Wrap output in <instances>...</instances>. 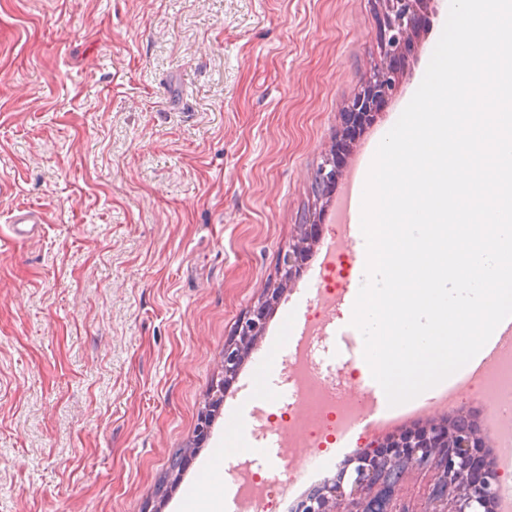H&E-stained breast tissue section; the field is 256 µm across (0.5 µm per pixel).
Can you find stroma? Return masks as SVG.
I'll return each mask as SVG.
<instances>
[{
	"label": "stroma",
	"instance_id": "obj_1",
	"mask_svg": "<svg viewBox=\"0 0 512 512\" xmlns=\"http://www.w3.org/2000/svg\"><path fill=\"white\" fill-rule=\"evenodd\" d=\"M447 6L431 0L374 130L418 84ZM379 32L373 0H0V512H187L184 489L243 405L245 457L277 479L261 419L287 408L291 375L269 349L316 310V260L269 290L299 224L330 208L314 174ZM24 207L45 222L19 241L9 221ZM268 299L266 329L195 445L224 344ZM334 323L315 358L346 384L362 338L346 337V308ZM377 439L335 444L277 512ZM438 479L407 473L399 503L422 512Z\"/></svg>",
	"mask_w": 512,
	"mask_h": 512
}]
</instances>
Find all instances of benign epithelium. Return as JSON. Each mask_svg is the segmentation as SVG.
<instances>
[{"label":"benign epithelium","mask_w":512,"mask_h":512,"mask_svg":"<svg viewBox=\"0 0 512 512\" xmlns=\"http://www.w3.org/2000/svg\"><path fill=\"white\" fill-rule=\"evenodd\" d=\"M381 19L380 59L364 88L348 104L342 114V128L336 135V148L324 158L315 173V182L326 188L343 176L339 154L347 149L351 135L370 123L373 113L385 104L399 84L400 61L414 50V37L427 25L428 0H374ZM322 224L314 216L299 227V236L288 246L278 268L282 289L294 282L315 242ZM270 301H265L239 322L236 337L224 345V378L237 374L241 360L253 341L263 334ZM209 397L199 412L195 430L196 442L206 441L210 434L214 411L222 402L221 394ZM448 426L430 425L422 434L409 433L393 439L389 447L403 452L396 456L374 450L354 459L352 471L340 472L323 482L320 489L306 498L298 512H408L394 503V493L402 472L434 467L440 471L437 487L432 490L425 512H489L499 486L506 476L492 455H487L479 476L467 480L473 449L487 447L482 422L472 418L461 406ZM465 489L453 497L452 510L439 508L449 491L460 483Z\"/></svg>","instance_id":"obj_1"}]
</instances>
